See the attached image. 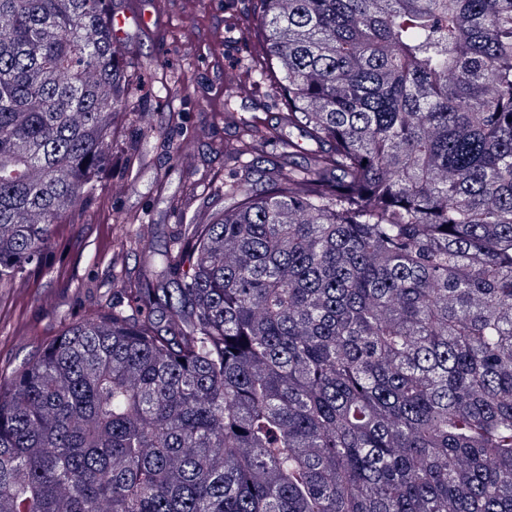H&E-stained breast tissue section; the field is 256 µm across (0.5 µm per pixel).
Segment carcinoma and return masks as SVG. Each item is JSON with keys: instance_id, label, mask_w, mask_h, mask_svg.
<instances>
[{"instance_id": "carcinoma-1", "label": "carcinoma", "mask_w": 512, "mask_h": 512, "mask_svg": "<svg viewBox=\"0 0 512 512\" xmlns=\"http://www.w3.org/2000/svg\"><path fill=\"white\" fill-rule=\"evenodd\" d=\"M108 0H0V288L136 109ZM287 109L161 281L0 372V512H512V0H255ZM147 124L131 141L147 154ZM136 217L112 262L146 248ZM281 144L278 140H273L265 145V153L262 157L264 168H273L288 171V165L301 164L304 161V154L297 153L293 158L288 159L282 152Z\"/></svg>"}]
</instances>
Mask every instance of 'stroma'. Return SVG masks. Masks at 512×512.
I'll return each mask as SVG.
<instances>
[{
    "label": "stroma",
    "instance_id": "obj_1",
    "mask_svg": "<svg viewBox=\"0 0 512 512\" xmlns=\"http://www.w3.org/2000/svg\"><path fill=\"white\" fill-rule=\"evenodd\" d=\"M141 0H112L115 12H129L118 36L141 87L139 109L155 115L147 163L129 164L126 147L137 125L119 117L112 133V169L98 200L76 223L56 226L44 264L22 283L0 290V368L18 366L71 323L95 309L112 286L113 227L109 212L139 216L146 252H133L127 265L133 285L155 284L158 270L147 251H162L176 230L188 195L209 208L224 206V181L233 165L224 145L236 130L224 120V102L233 99L242 115L275 120L280 98L262 85L246 96L229 97L225 71L255 56L257 38L249 33L251 0H154L155 24L145 30L133 20ZM170 92H162L161 84ZM183 147L175 160L164 138Z\"/></svg>",
    "mask_w": 512,
    "mask_h": 512
}]
</instances>
